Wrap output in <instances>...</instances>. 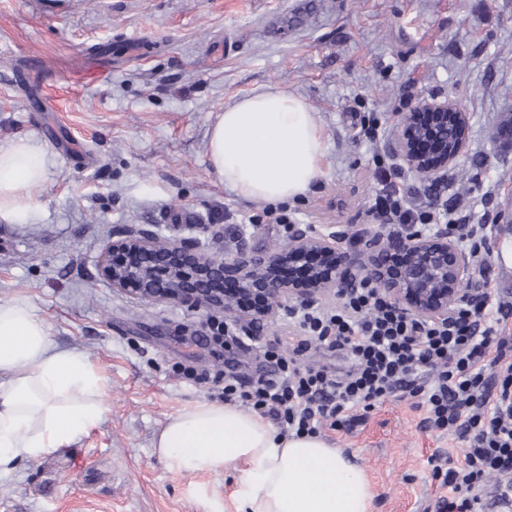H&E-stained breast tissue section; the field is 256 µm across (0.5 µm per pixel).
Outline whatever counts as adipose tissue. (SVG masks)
Wrapping results in <instances>:
<instances>
[{
	"mask_svg": "<svg viewBox=\"0 0 512 512\" xmlns=\"http://www.w3.org/2000/svg\"><path fill=\"white\" fill-rule=\"evenodd\" d=\"M53 164L41 143H0V222L27 223L33 191ZM207 164L237 197L271 203L304 196L323 177L324 134L309 104L271 87L243 97L210 125ZM104 378L83 354L59 349L23 297L0 301V481L19 460L71 445L104 414ZM156 452L178 472L240 470L248 512H371L363 470L317 435L283 436L260 415L200 401L169 418Z\"/></svg>",
	"mask_w": 512,
	"mask_h": 512,
	"instance_id": "ef3b65f1",
	"label": "adipose tissue"
}]
</instances>
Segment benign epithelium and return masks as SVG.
<instances>
[{
  "label": "benign epithelium",
  "mask_w": 512,
  "mask_h": 512,
  "mask_svg": "<svg viewBox=\"0 0 512 512\" xmlns=\"http://www.w3.org/2000/svg\"><path fill=\"white\" fill-rule=\"evenodd\" d=\"M467 113L454 101L425 102L401 114L393 156L434 179L462 155ZM287 248L241 244L231 258H216L189 238L141 229L108 245L99 260L103 278L149 304H176L233 319L256 298L250 320L261 323L276 309L308 304L371 278L404 314L448 321L483 292L470 257L446 225L428 234L412 228L387 239L362 233L342 246L341 225L325 231L290 225Z\"/></svg>",
  "instance_id": "7a95c632"
}]
</instances>
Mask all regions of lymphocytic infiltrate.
I'll list each match as a JSON object with an SVG mask.
<instances>
[{
  "label": "lymphocytic infiltrate",
  "instance_id": "f902f5d3",
  "mask_svg": "<svg viewBox=\"0 0 512 512\" xmlns=\"http://www.w3.org/2000/svg\"><path fill=\"white\" fill-rule=\"evenodd\" d=\"M381 187L368 207L387 227L431 229L446 217L439 191L413 202L401 173L379 169ZM336 310L289 309L298 335L287 353L266 351L271 373L224 381V398L241 400L272 417L282 432L316 435L323 428L351 430L378 404L408 396L424 408V424L463 441L458 457L431 455L428 464L443 494L439 512H486L482 489L501 480L498 506H512V336L504 330L512 310L492 293L460 309L449 323L412 318L374 284L348 289ZM351 357L348 370L310 365V345Z\"/></svg>",
  "mask_w": 512,
  "mask_h": 512
}]
</instances>
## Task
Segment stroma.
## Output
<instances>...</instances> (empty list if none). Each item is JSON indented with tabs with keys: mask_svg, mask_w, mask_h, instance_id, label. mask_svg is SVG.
Returning <instances> with one entry per match:
<instances>
[{
	"mask_svg": "<svg viewBox=\"0 0 512 512\" xmlns=\"http://www.w3.org/2000/svg\"><path fill=\"white\" fill-rule=\"evenodd\" d=\"M277 87L304 98L327 143L325 174L280 203L290 223L339 224L354 243L376 230L367 214L399 114L454 100L470 116L443 200L466 202L471 223L512 212V154L492 134L512 112V0H0V141L26 135L55 158L28 223H0V299L27 298L54 344L100 370L101 422L58 452L22 461L0 483V512H242L240 471L180 473L153 442L167 420L218 386L177 375L175 363L221 376L263 374L265 349L295 326L285 311L234 326V340L198 336L203 313L144 304L100 276L118 233L158 228L232 256L241 238L283 248V226L258 222L208 168L207 129L241 97ZM382 137L362 139L363 122ZM512 223L501 227L491 292L512 305ZM410 399L385 402L352 430H323L353 456L374 491L372 512H437L428 458L462 443L425 427Z\"/></svg>",
	"mask_w": 512,
	"mask_h": 512,
	"instance_id": "stroma-1",
	"label": "stroma"
}]
</instances>
